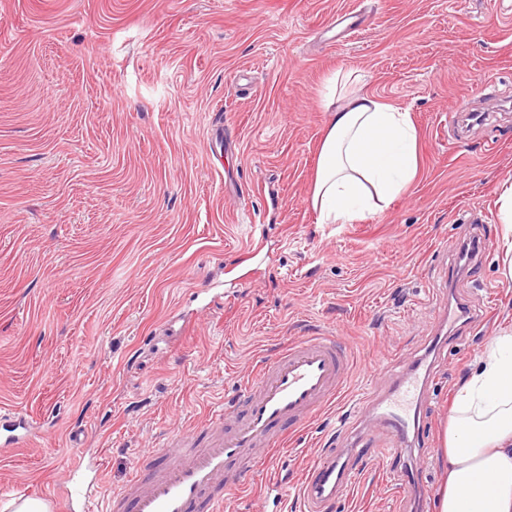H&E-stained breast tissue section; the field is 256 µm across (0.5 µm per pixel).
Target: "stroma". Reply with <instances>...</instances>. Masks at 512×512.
<instances>
[{"mask_svg":"<svg viewBox=\"0 0 512 512\" xmlns=\"http://www.w3.org/2000/svg\"><path fill=\"white\" fill-rule=\"evenodd\" d=\"M364 23L348 33L338 14ZM410 113L419 177L384 212L322 224L308 198L324 88L337 70ZM492 93L457 135L456 105ZM512 178V18L495 0H0V415L35 421L0 461V512L69 483L101 453L104 512L150 456L237 401L262 357L325 333L353 360L437 352L421 431L400 460L351 461L328 512H434L439 431L476 358L512 326L497 205ZM484 248L464 261L461 246ZM473 321L448 338L449 292ZM381 434L377 413L331 409L257 469L221 512H287L320 449Z\"/></svg>","mask_w":512,"mask_h":512,"instance_id":"1","label":"stroma"}]
</instances>
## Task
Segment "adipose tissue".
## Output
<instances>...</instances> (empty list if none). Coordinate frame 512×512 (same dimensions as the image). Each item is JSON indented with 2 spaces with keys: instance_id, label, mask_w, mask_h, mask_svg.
Listing matches in <instances>:
<instances>
[{
  "instance_id": "adipose-tissue-1",
  "label": "adipose tissue",
  "mask_w": 512,
  "mask_h": 512,
  "mask_svg": "<svg viewBox=\"0 0 512 512\" xmlns=\"http://www.w3.org/2000/svg\"><path fill=\"white\" fill-rule=\"evenodd\" d=\"M340 71L325 96L329 114L310 193L322 224L383 211L417 178L418 133L409 112ZM445 480L435 512H512V329L479 358L440 430Z\"/></svg>"
}]
</instances>
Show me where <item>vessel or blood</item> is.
Listing matches in <instances>:
<instances>
[{
	"label": "vessel or blood",
	"mask_w": 512,
	"mask_h": 512,
	"mask_svg": "<svg viewBox=\"0 0 512 512\" xmlns=\"http://www.w3.org/2000/svg\"><path fill=\"white\" fill-rule=\"evenodd\" d=\"M350 373V360L335 337H299L263 363L242 391L243 407L221 411L211 420L208 447H196L187 432L156 455L134 459L136 477L112 495L107 512H218L225 492L253 473L256 449L273 447L279 436L300 431L314 413L343 401ZM426 385L414 365L397 376L388 396L362 399V406L375 407L388 426L382 456L402 454L409 431L419 429L420 420L411 410L423 398ZM6 421L9 434L0 440L1 461L26 445L21 435L26 416L12 413ZM102 473V467H95L88 484L77 483L57 493L62 512H90ZM350 479L336 449H323L301 487L308 512H326L330 501L349 489Z\"/></svg>",
	"instance_id": "1"
}]
</instances>
